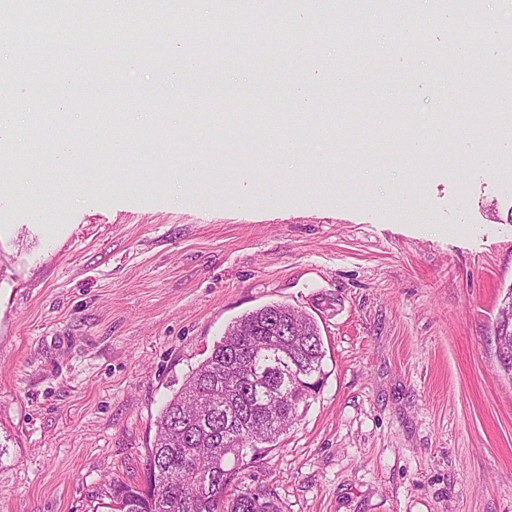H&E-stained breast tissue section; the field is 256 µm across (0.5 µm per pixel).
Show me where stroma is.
Returning a JSON list of instances; mask_svg holds the SVG:
<instances>
[{
	"label": "stroma",
	"instance_id": "1",
	"mask_svg": "<svg viewBox=\"0 0 512 512\" xmlns=\"http://www.w3.org/2000/svg\"><path fill=\"white\" fill-rule=\"evenodd\" d=\"M225 20L198 15L187 50L207 48L176 91L156 79L160 48L125 89H147L153 120L130 152L104 143L56 172L31 134L22 162L54 183L55 207L19 204L0 182V512H95L105 482L144 485L156 419L234 321L283 303L311 316L325 377L278 445L245 457L242 476L282 512H512V381L496 357L500 300L512 287V120L460 129L419 155L410 131L362 140L330 114L459 117L512 98V42L467 62L478 91H451L448 31L422 26L420 53L367 38L315 40V98L299 157L277 163V130H223L251 109L256 74L215 88L210 124L191 114L201 79L234 67ZM79 87L88 111L112 100L128 50L103 44ZM350 71L323 87L320 70ZM487 159L468 162L474 141ZM186 157L181 185L166 160Z\"/></svg>",
	"mask_w": 512,
	"mask_h": 512
}]
</instances>
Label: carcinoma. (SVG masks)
Segmentation results:
<instances>
[{
	"mask_svg": "<svg viewBox=\"0 0 512 512\" xmlns=\"http://www.w3.org/2000/svg\"><path fill=\"white\" fill-rule=\"evenodd\" d=\"M135 28L121 27L113 38L132 47L142 61L154 58L156 46L149 34L152 8L146 0H134ZM73 0H45L44 15L63 26L76 16ZM227 28L230 42L237 35L265 30L250 13H239ZM0 42L24 60L45 55L46 43L15 31L0 35ZM291 322L300 318L298 336L276 334L273 318ZM501 371L512 380V288L498 309L494 329ZM231 350L251 357L252 376L241 382L227 360ZM324 341L317 322L287 304H269L247 313L224 331L209 356L188 375L184 387L165 404L149 451L147 489L110 483L101 496L113 512H281L277 498L260 487H245L226 494L233 473L229 461L239 462L244 449L253 447V436L265 435V447L275 446L280 436L301 417L303 386L322 385ZM238 421L236 443L224 446L227 418Z\"/></svg>",
	"mask_w": 512,
	"mask_h": 512,
	"instance_id": "carcinoma-1",
	"label": "carcinoma"
}]
</instances>
